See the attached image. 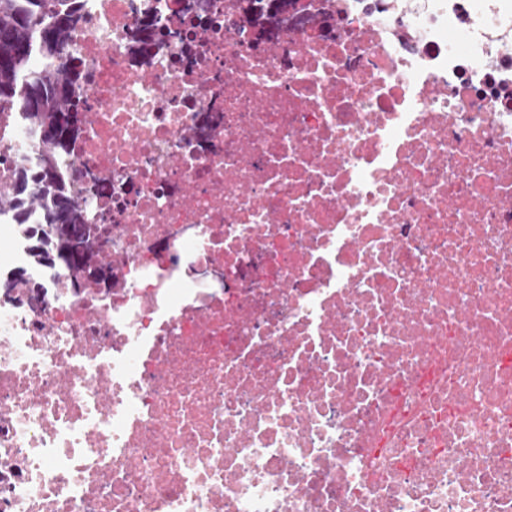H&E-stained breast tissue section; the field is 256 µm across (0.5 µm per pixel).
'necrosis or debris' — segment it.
Here are the masks:
<instances>
[{
	"label": "necrosis or debris",
	"instance_id": "necrosis-or-debris-1",
	"mask_svg": "<svg viewBox=\"0 0 512 512\" xmlns=\"http://www.w3.org/2000/svg\"><path fill=\"white\" fill-rule=\"evenodd\" d=\"M246 7L79 0L111 277L0 212V512H512V0ZM248 2L250 3L249 10L255 13V22L261 27L285 9L290 0H248ZM254 4H262L263 6L254 7Z\"/></svg>",
	"mask_w": 512,
	"mask_h": 512
}]
</instances>
